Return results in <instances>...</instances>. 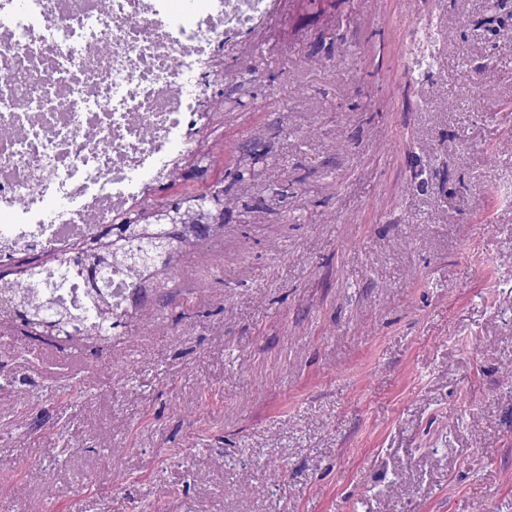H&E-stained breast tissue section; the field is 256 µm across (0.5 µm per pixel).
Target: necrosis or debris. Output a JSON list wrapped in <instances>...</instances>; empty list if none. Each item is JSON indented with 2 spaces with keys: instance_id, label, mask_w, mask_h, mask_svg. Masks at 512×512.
Returning <instances> with one entry per match:
<instances>
[{
  "instance_id": "obj_1",
  "label": "necrosis or debris",
  "mask_w": 512,
  "mask_h": 512,
  "mask_svg": "<svg viewBox=\"0 0 512 512\" xmlns=\"http://www.w3.org/2000/svg\"><path fill=\"white\" fill-rule=\"evenodd\" d=\"M274 0H0V259L55 254L21 288L87 313L76 243L152 209L224 120V42Z\"/></svg>"
}]
</instances>
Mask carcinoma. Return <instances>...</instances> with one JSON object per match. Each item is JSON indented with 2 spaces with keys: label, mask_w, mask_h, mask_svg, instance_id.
<instances>
[{
  "label": "carcinoma",
  "mask_w": 512,
  "mask_h": 512,
  "mask_svg": "<svg viewBox=\"0 0 512 512\" xmlns=\"http://www.w3.org/2000/svg\"><path fill=\"white\" fill-rule=\"evenodd\" d=\"M224 193L222 180L201 191L186 192L179 199L163 204L159 211L123 215L106 225L97 236L76 245L75 261L83 264L89 273L90 329H85L82 319L70 311L57 308L50 301L21 296L11 287L8 293L14 306L15 331L34 340L48 338L57 342L62 338L68 341L79 338L93 341L102 349L111 348L117 330L127 327L124 317L129 310L121 313L112 310L93 276L99 277L106 271L133 275L142 282L135 291L142 299L149 286L169 283L171 266L156 262V252L169 249L181 254L221 236L224 227L211 226V220L224 210ZM52 261V253L42 251L26 261L23 268L15 264L7 270L0 269V282L11 281L18 272L35 280Z\"/></svg>",
  "instance_id": "obj_1"
}]
</instances>
